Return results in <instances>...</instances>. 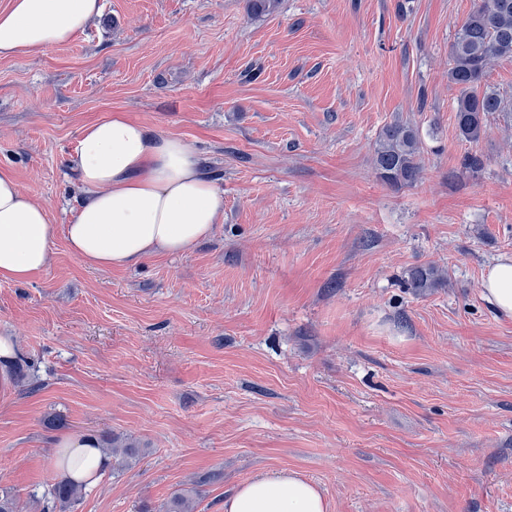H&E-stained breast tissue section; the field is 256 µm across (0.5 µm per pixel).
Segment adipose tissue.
Segmentation results:
<instances>
[{"label": "adipose tissue", "mask_w": 512, "mask_h": 512, "mask_svg": "<svg viewBox=\"0 0 512 512\" xmlns=\"http://www.w3.org/2000/svg\"><path fill=\"white\" fill-rule=\"evenodd\" d=\"M101 10V0H11L0 11V56L65 45ZM68 165L86 198L65 227L66 241L74 256L100 270L187 252L224 215V194L201 172L195 152L122 112L84 126ZM53 238L47 211L0 169V279L25 281L44 271ZM103 464L91 436L64 438L55 458L64 477L89 483ZM224 512H327V504L298 474L274 471L239 486Z\"/></svg>", "instance_id": "ef3b65f1"}]
</instances>
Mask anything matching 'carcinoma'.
I'll return each mask as SVG.
<instances>
[{
	"mask_svg": "<svg viewBox=\"0 0 512 512\" xmlns=\"http://www.w3.org/2000/svg\"><path fill=\"white\" fill-rule=\"evenodd\" d=\"M278 5L279 0H249L248 7L252 17L261 18L274 13ZM501 60H512V0H476L455 34L448 67V83L458 90L453 106L458 135L467 142L479 140L490 115L512 112V100L486 83L489 69ZM421 152L419 129L396 119L382 128L375 141V170L391 187L411 186L420 178ZM410 281L413 288H434L438 271L417 267ZM103 452L127 467L139 458L138 447L126 438L112 439V448ZM82 490L81 483L61 480L50 485L48 495L59 512H71Z\"/></svg>",
	"mask_w": 512,
	"mask_h": 512,
	"instance_id": "cac0c4a2",
	"label": "carcinoma"
}]
</instances>
